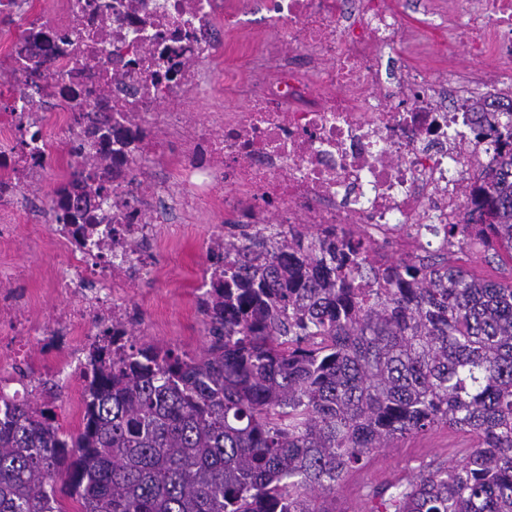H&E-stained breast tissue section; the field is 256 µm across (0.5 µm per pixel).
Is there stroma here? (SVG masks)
Returning a JSON list of instances; mask_svg holds the SVG:
<instances>
[{
    "mask_svg": "<svg viewBox=\"0 0 512 512\" xmlns=\"http://www.w3.org/2000/svg\"><path fill=\"white\" fill-rule=\"evenodd\" d=\"M170 221L191 227L192 234L177 245L173 253L158 252L157 260L166 269V277L143 278L125 303L137 317L134 332L137 339L152 340L178 350L201 353L207 344L204 325L196 310L194 284L205 274V243L214 236H227L234 227L223 215L198 214L192 217L171 212ZM450 264L467 269L478 278L500 282L512 281V255L498 250L496 256L485 257L482 247L452 251ZM23 264L30 275L26 280L11 282V289L26 302L30 316L42 319L63 303L47 284L51 270L60 264L48 236H40L0 247V279L9 267ZM460 435L447 429L413 435L394 441L390 447L373 453L365 468L346 475L336 493L337 502H354L369 512L372 503L367 493L374 486L416 474L421 466L448 463L455 458Z\"/></svg>",
    "mask_w": 512,
    "mask_h": 512,
    "instance_id": "obj_1",
    "label": "stroma"
}]
</instances>
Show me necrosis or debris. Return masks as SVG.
I'll use <instances>...</instances> for the list:
<instances>
[{
	"instance_id": "necrosis-or-debris-1",
	"label": "necrosis or debris",
	"mask_w": 512,
	"mask_h": 512,
	"mask_svg": "<svg viewBox=\"0 0 512 512\" xmlns=\"http://www.w3.org/2000/svg\"><path fill=\"white\" fill-rule=\"evenodd\" d=\"M273 31L256 48L225 46L242 23L224 0H61L65 16L0 0L18 35L8 64L29 98L0 114V242L18 232L13 199L47 175L60 144L72 147L52 193L45 231L64 253L53 280L65 300L43 326L0 289V348L28 362L32 341L53 351L63 376L84 366L92 344L132 334L123 299L181 224L158 223L165 191L150 175L171 166L185 214L223 205L246 224H317L343 238L360 232L377 253L416 258L447 250L429 224H458L491 156L476 137L472 88L497 81L488 102L512 101V0H416L448 53L467 68L434 72L405 64V13L393 0H256ZM246 63L260 88L208 78ZM228 94L245 110L198 117L203 100ZM56 114L45 124L40 113ZM107 173L110 196L97 195ZM223 187L216 197L215 187ZM0 371V392L40 399L43 377Z\"/></svg>"
}]
</instances>
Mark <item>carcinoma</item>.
<instances>
[{
    "label": "carcinoma",
    "instance_id": "1",
    "mask_svg": "<svg viewBox=\"0 0 512 512\" xmlns=\"http://www.w3.org/2000/svg\"><path fill=\"white\" fill-rule=\"evenodd\" d=\"M501 115L472 189L495 221L427 225L450 247L512 252ZM239 228L198 303L204 352L92 345L76 434L48 403L0 398V512H336L346 474L442 427L471 445L373 488L370 512H512V282L438 254L372 261L314 224Z\"/></svg>",
    "mask_w": 512,
    "mask_h": 512
}]
</instances>
